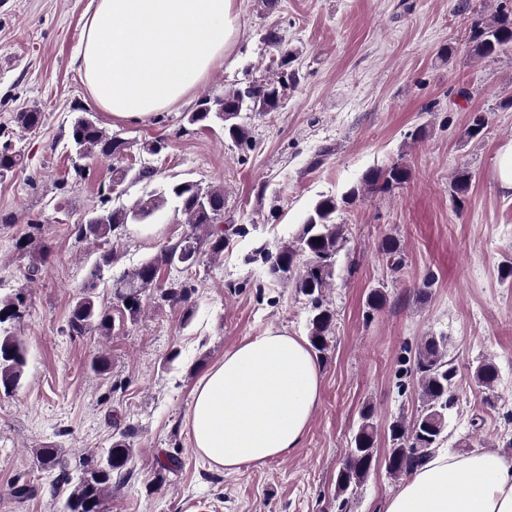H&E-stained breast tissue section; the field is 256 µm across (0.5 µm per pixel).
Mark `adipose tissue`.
<instances>
[{"mask_svg": "<svg viewBox=\"0 0 512 512\" xmlns=\"http://www.w3.org/2000/svg\"><path fill=\"white\" fill-rule=\"evenodd\" d=\"M239 0H91L79 61L92 100L144 121L182 101L229 52ZM322 376L308 342L271 329L225 352L197 385L186 417L193 446L235 472L300 448ZM386 512H512V458L435 454Z\"/></svg>", "mask_w": 512, "mask_h": 512, "instance_id": "ef3b65f1", "label": "adipose tissue"}]
</instances>
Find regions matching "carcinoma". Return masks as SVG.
Returning a JSON list of instances; mask_svg holds the SVG:
<instances>
[{"instance_id":"obj_1","label":"carcinoma","mask_w":512,"mask_h":512,"mask_svg":"<svg viewBox=\"0 0 512 512\" xmlns=\"http://www.w3.org/2000/svg\"><path fill=\"white\" fill-rule=\"evenodd\" d=\"M457 10L470 13L468 38L474 56L492 58L512 47V12L501 8L486 17L475 10L470 0H461ZM282 84L281 80H267L243 89L231 88L224 91V96L220 98L204 97L198 102L196 110L188 114V122L207 127L212 122L220 121L225 136L240 145L246 144L249 131L244 124L237 122L240 113L277 111L281 104L279 88ZM43 118V113L31 109L16 113L15 122L23 129H33L42 123ZM487 123L488 118L484 114H474L465 131L466 136L471 140L481 137ZM70 139L80 159L73 165L76 181L86 174V166L81 164V160L94 157L116 159L127 150V141L106 133L89 112H83L73 119ZM22 164L23 156L11 142H0V180L13 174ZM156 176V168L148 163L135 172L128 167L114 165L111 186H119L129 180L150 183ZM410 176L409 169L398 162L385 168L370 169L362 176L361 185L341 198H321L291 241L274 252L264 247L256 249L262 258L263 274L267 279L291 282L296 292L306 297L309 306L308 340L316 356L321 357L328 350L336 321L334 310L324 298L326 288L336 278L337 256L346 242L343 225L336 223V212L361 194L390 192L406 183ZM469 190L470 175L460 169L452 178V197L460 200ZM109 201L110 198H103L99 207L73 225L71 232L77 239L104 243L111 238L119 240L127 225L147 224L169 205L175 214L184 217V223L189 226V231L178 243L113 279V306L133 319L141 312L145 292L154 290L162 301L183 306L184 321H190L194 289L187 280L160 282L159 269L163 265L180 266L188 271L200 263V256L204 253L212 258L221 256L229 245L230 236L246 235L242 226L226 228L223 225L224 188L175 181L148 192L130 208L110 207ZM381 251L392 265L401 264L400 247L394 239H384ZM116 261L117 253L112 248L98 256L69 312L67 327L70 335H111L115 319L110 309L96 303L93 290L104 269ZM128 300L132 304H126ZM22 304V298L17 293L0 296V327L19 317ZM27 359L28 348L24 341L12 335L0 337V392L11 395L18 391ZM413 371L423 407L411 421L400 418L389 426L391 448L384 466L386 473L394 478L410 475L424 466L436 449L448 441V417L459 401V369L448 359V337H424L415 351ZM497 376L496 366L488 360L480 361L473 371L477 384L489 391ZM112 428L115 430V440L102 449L95 460L80 464V475L75 479L71 477L60 449L41 448L37 451L36 457L42 466L58 470L52 491L64 496L63 512H101L103 494L112 484L113 477L122 478L131 473L134 449L127 442L130 429L120 427L116 420L112 421ZM376 438L373 409L367 406L361 411L360 424L352 437L351 448L336 477L338 512H343L349 502L348 495L369 476L372 465L368 459L375 448Z\"/></svg>"}]
</instances>
